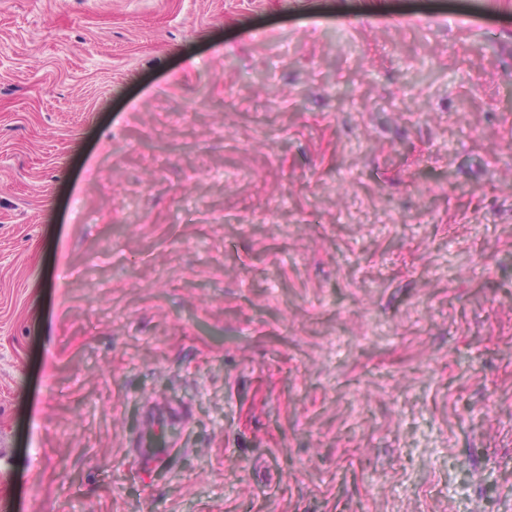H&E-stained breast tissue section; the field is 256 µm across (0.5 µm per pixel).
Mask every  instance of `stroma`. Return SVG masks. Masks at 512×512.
<instances>
[{
    "label": "stroma",
    "mask_w": 512,
    "mask_h": 512,
    "mask_svg": "<svg viewBox=\"0 0 512 512\" xmlns=\"http://www.w3.org/2000/svg\"><path fill=\"white\" fill-rule=\"evenodd\" d=\"M0 512H512V0H0Z\"/></svg>",
    "instance_id": "35a3bbf8"
}]
</instances>
